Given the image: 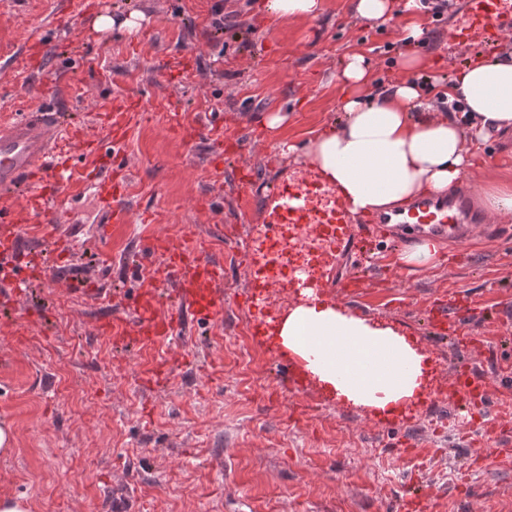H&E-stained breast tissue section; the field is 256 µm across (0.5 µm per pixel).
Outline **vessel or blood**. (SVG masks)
<instances>
[{
	"mask_svg": "<svg viewBox=\"0 0 512 512\" xmlns=\"http://www.w3.org/2000/svg\"><path fill=\"white\" fill-rule=\"evenodd\" d=\"M512 34V0H464L463 14L452 29L458 43L480 40L494 43ZM69 133V125L57 108L28 109L9 122L0 123V197L18 200L19 208L0 210V259L12 257L22 215L48 225L61 221L62 204L56 184L47 180L55 149ZM103 204V221L123 224L128 215L118 199L120 192L111 176L94 179ZM470 186L447 200L424 199L411 208L384 216L383 221L401 228L405 234L419 232L439 236L464 237L473 215L468 207ZM310 231L315 241L333 251H360L366 238L337 192L319 174L308 172L296 178L283 177L267 194L252 241L245 246L249 266L246 282L251 299L266 304L275 283L268 273L269 259L287 264V225ZM331 265L318 273L301 276L298 293L303 300L320 298L324 288L335 287ZM177 287L179 303L160 310L157 292L161 285ZM224 269L203 252L169 255L166 264L153 271L147 286L131 308L140 339L155 341L168 337L177 328L183 313L198 320H211L224 313ZM282 319L269 313L251 325L253 335L263 337L270 349H277Z\"/></svg>",
	"mask_w": 512,
	"mask_h": 512,
	"instance_id": "vessel-or-blood-1",
	"label": "vessel or blood"
}]
</instances>
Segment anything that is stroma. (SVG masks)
Wrapping results in <instances>:
<instances>
[{
	"instance_id": "1",
	"label": "stroma",
	"mask_w": 512,
	"mask_h": 512,
	"mask_svg": "<svg viewBox=\"0 0 512 512\" xmlns=\"http://www.w3.org/2000/svg\"><path fill=\"white\" fill-rule=\"evenodd\" d=\"M265 0H0V119L51 103L106 134L127 107L119 148L125 224L100 232L91 183L59 176L55 234L28 223L14 258L49 251L46 275L0 283V315L21 342L0 341V420L13 451L0 456V496L30 512H397L417 481L422 512H512V219L489 237L439 240L434 267L398 275L374 264L343 310L410 336L431 360L432 407L385 429L314 379L282 388L275 357L250 335L260 318L245 293L241 252L260 200L302 168L300 149L339 116L336 72L365 57L373 83H446L484 45H454L453 19L419 22L421 69H405V17L367 21L355 0H323L313 20L279 19ZM137 10L138 32L100 34L101 12ZM285 121L272 128L271 114ZM296 153L285 154L283 144ZM512 176V134L477 149L468 180ZM200 247L227 272L224 315L185 321L157 342L133 341L128 309L145 272L140 246ZM470 303L458 338L436 334L434 299ZM482 380L492 422L474 459L461 367Z\"/></svg>"
}]
</instances>
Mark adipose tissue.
Wrapping results in <instances>:
<instances>
[{"mask_svg":"<svg viewBox=\"0 0 512 512\" xmlns=\"http://www.w3.org/2000/svg\"><path fill=\"white\" fill-rule=\"evenodd\" d=\"M368 76L364 57L348 56L338 72L350 90L341 118L303 153L353 214L446 195L473 169V145L512 133V50L475 55L454 72L443 94L461 104L458 112L434 110L422 86L409 80L365 94ZM279 344L337 399L373 412L414 403L428 381V360L406 336L330 303L293 306Z\"/></svg>","mask_w":512,"mask_h":512,"instance_id":"obj_1","label":"adipose tissue"}]
</instances>
